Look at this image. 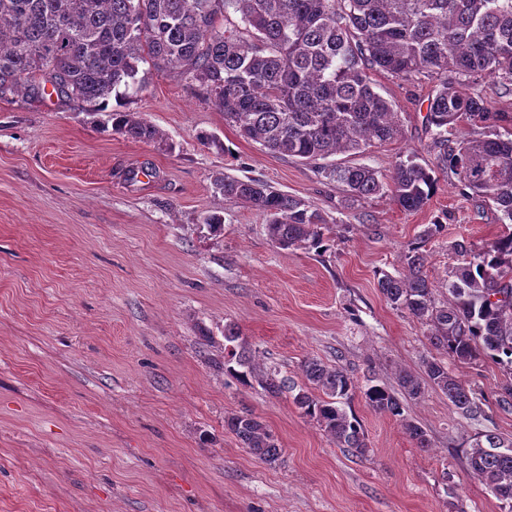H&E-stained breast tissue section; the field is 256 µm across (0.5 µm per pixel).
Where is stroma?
Masks as SVG:
<instances>
[{"mask_svg": "<svg viewBox=\"0 0 512 512\" xmlns=\"http://www.w3.org/2000/svg\"><path fill=\"white\" fill-rule=\"evenodd\" d=\"M373 80L403 133L355 163L388 175L413 152L434 164L432 84ZM125 108L162 140L99 131L53 99L0 100V512H508L468 464L485 434L512 441L506 369L447 361L377 284L419 241L445 302L463 263L454 242L478 250L503 234L497 210L450 172L416 212L387 195L349 201L314 166L242 138L180 77L150 74ZM202 133L223 149L201 145ZM220 172L311 203L331 228L323 251L273 245L260 213L215 193ZM209 213L223 217L221 235L203 224ZM432 224L440 232L420 240ZM230 324L261 371L300 384L308 359L345 368L368 453L338 447L292 393L226 372ZM431 359L469 389L472 414L431 386L403 394L400 372L423 375ZM370 376L397 395L403 419L368 406ZM242 412L274 434L275 464L225 429Z\"/></svg>", "mask_w": 512, "mask_h": 512, "instance_id": "1", "label": "stroma"}]
</instances>
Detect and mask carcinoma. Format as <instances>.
<instances>
[{
    "label": "carcinoma",
    "mask_w": 512,
    "mask_h": 512,
    "mask_svg": "<svg viewBox=\"0 0 512 512\" xmlns=\"http://www.w3.org/2000/svg\"><path fill=\"white\" fill-rule=\"evenodd\" d=\"M153 71L197 84L243 138L314 163L402 136L398 112L373 73L426 80L434 84L425 124L435 130L436 167L410 152L395 162L388 182L368 165L345 161L323 166L325 177L351 198L388 191L413 212L434 194L436 171L449 170L512 224V134L498 131L512 116L467 91L480 82L512 91V0H0V100L54 95L88 107L103 130L153 142L154 125L135 112L109 109L110 101L121 105L141 91ZM463 122L476 127L474 137L449 138ZM213 187L263 215L275 246L322 248L326 224L313 205L228 173L217 174ZM456 249L466 259L448 280L446 302L436 304L416 243L404 254L405 271L383 274L378 288L391 305L428 324L432 342L454 361L490 360L512 376V232L476 253L463 242ZM239 339L237 327L224 328V368L246 383L256 365L239 350ZM302 371L295 403L339 447L365 454L359 420L339 407L355 388L346 370L312 358ZM424 373L461 413L473 412L469 392L447 365L428 361ZM261 384L273 393L295 389L274 372L262 375ZM422 385L410 372L399 374L410 397ZM364 396L373 410L404 417L386 386L370 384ZM224 428L262 462L279 460L282 448L254 415L233 414ZM468 461L512 508V442L487 434Z\"/></svg>",
    "instance_id": "1"
}]
</instances>
